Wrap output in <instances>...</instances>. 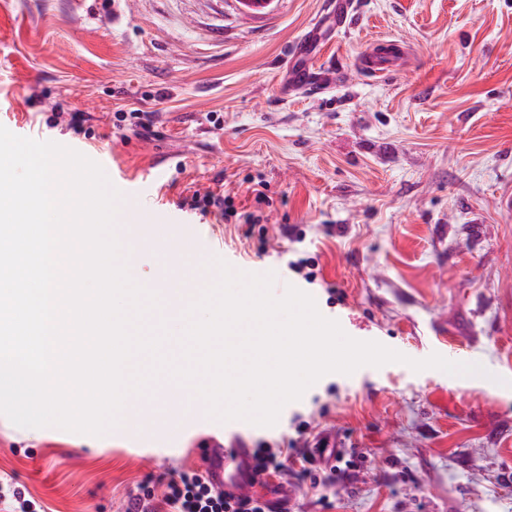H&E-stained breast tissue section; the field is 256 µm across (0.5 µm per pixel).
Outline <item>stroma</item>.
<instances>
[{
    "instance_id": "1",
    "label": "stroma",
    "mask_w": 512,
    "mask_h": 512,
    "mask_svg": "<svg viewBox=\"0 0 512 512\" xmlns=\"http://www.w3.org/2000/svg\"><path fill=\"white\" fill-rule=\"evenodd\" d=\"M352 2L338 28L329 0L260 13L238 0H0V125L110 156L141 184V207L166 206L202 252L278 272L274 296L294 286L410 358L487 369L321 377L295 407L360 463L335 490L297 484L303 512H512V0ZM317 25L309 66L333 85L290 93L291 49ZM376 38L407 48L382 77L361 67ZM131 104L153 136L132 130ZM208 193L235 216L195 209ZM258 208L263 224H245ZM302 258L314 283L288 268ZM163 413L140 409L100 437L34 436L0 415V484L44 512H125L138 485L201 466L210 427L176 436Z\"/></svg>"
}]
</instances>
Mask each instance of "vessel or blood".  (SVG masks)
Masks as SVG:
<instances>
[{
  "label": "vessel or blood",
  "instance_id": "obj_1",
  "mask_svg": "<svg viewBox=\"0 0 512 512\" xmlns=\"http://www.w3.org/2000/svg\"><path fill=\"white\" fill-rule=\"evenodd\" d=\"M402 51L400 45L379 41L373 43L364 58L363 66L375 76L386 75L395 66ZM118 191L131 209L137 223L151 225L156 240L168 250L185 257V271L177 278L167 280L170 288L198 290L213 282L207 262L198 260L199 238L195 235L174 236L169 232L166 214L160 209H144L139 205V193L122 185ZM213 437L200 451L205 475L211 487L219 493L238 498L252 495L259 486V477L253 468V449L247 435L251 425L243 420L212 422ZM339 446L335 436H326L324 443L311 445L309 454L316 464L330 467L336 463ZM270 512H300V504L293 488H280L266 496Z\"/></svg>",
  "mask_w": 512,
  "mask_h": 512
}]
</instances>
